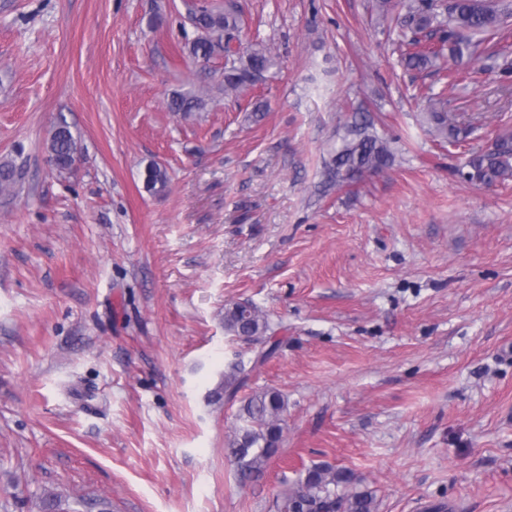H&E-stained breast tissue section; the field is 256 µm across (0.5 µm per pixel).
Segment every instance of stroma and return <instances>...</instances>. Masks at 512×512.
I'll list each match as a JSON object with an SVG mask.
<instances>
[{
  "label": "stroma",
  "instance_id": "obj_1",
  "mask_svg": "<svg viewBox=\"0 0 512 512\" xmlns=\"http://www.w3.org/2000/svg\"><path fill=\"white\" fill-rule=\"evenodd\" d=\"M275 74L225 97L184 0H0V512H276L314 465L351 470L377 512H512V179L459 168L512 132V19L456 68L400 62L373 0H239ZM206 87L203 111L168 109ZM262 102L261 119L251 115ZM469 128L444 141L429 106ZM392 166L323 190L353 109ZM67 173L48 158L60 122ZM168 173L148 192L149 163ZM280 339L236 401H209ZM286 398L277 454L239 485L240 399ZM76 150V138L70 126L63 121L49 143L50 160L59 172L68 171L74 163ZM224 328L235 336H260L266 321L255 307L247 303H234L224 309Z\"/></svg>",
  "mask_w": 512,
  "mask_h": 512
}]
</instances>
